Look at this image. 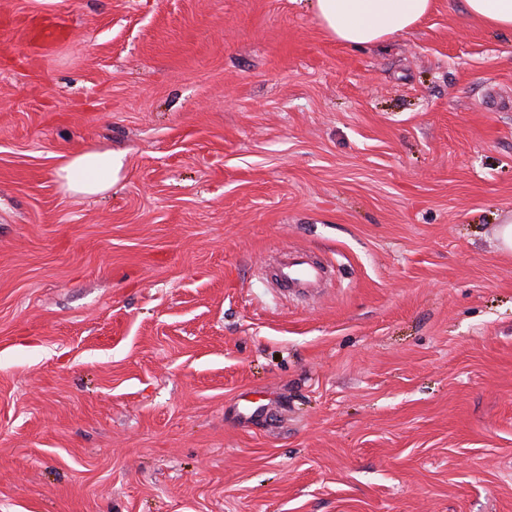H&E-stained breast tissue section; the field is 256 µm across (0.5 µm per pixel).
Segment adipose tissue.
<instances>
[{"mask_svg":"<svg viewBox=\"0 0 512 512\" xmlns=\"http://www.w3.org/2000/svg\"><path fill=\"white\" fill-rule=\"evenodd\" d=\"M322 29L337 43L362 47L396 38L424 18L432 0H313ZM466 15L486 27L512 33V0H463ZM124 156L89 149L61 161L56 178L71 193L93 197L120 179Z\"/></svg>","mask_w":512,"mask_h":512,"instance_id":"ef3b65f1","label":"adipose tissue"}]
</instances>
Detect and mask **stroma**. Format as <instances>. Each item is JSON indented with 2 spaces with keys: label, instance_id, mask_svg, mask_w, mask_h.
Returning a JSON list of instances; mask_svg holds the SVG:
<instances>
[{
  "label": "stroma",
  "instance_id": "stroma-1",
  "mask_svg": "<svg viewBox=\"0 0 512 512\" xmlns=\"http://www.w3.org/2000/svg\"><path fill=\"white\" fill-rule=\"evenodd\" d=\"M2 33L0 512H512L511 33L0 0ZM90 148L120 179L72 195ZM295 250L318 293H280ZM124 158V154L112 150L89 149L63 159L55 176L69 192L93 197L119 181Z\"/></svg>",
  "mask_w": 512,
  "mask_h": 512
}]
</instances>
